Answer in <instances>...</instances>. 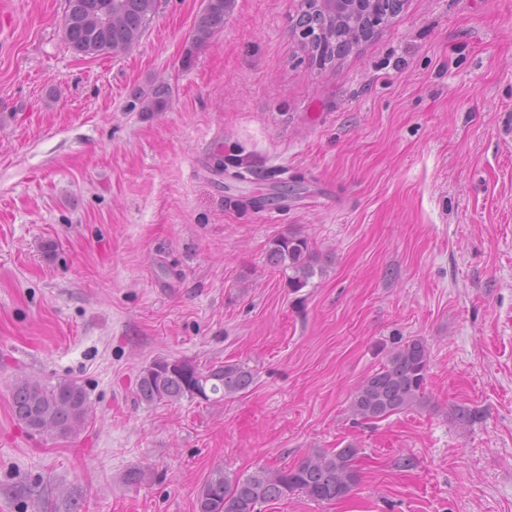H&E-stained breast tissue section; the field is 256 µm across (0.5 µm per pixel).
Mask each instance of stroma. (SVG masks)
I'll list each match as a JSON object with an SVG mask.
<instances>
[{
	"label": "stroma",
	"instance_id": "35a3bbf8",
	"mask_svg": "<svg viewBox=\"0 0 512 512\" xmlns=\"http://www.w3.org/2000/svg\"><path fill=\"white\" fill-rule=\"evenodd\" d=\"M205 5L94 57L66 0H0V512H196L214 468L349 444V495L262 512H512V0H405L325 65L302 0H233L199 42ZM290 233L324 266L298 291L266 260ZM412 339L424 403L354 420ZM158 358L254 382L148 404ZM22 377L82 385L81 429L29 433Z\"/></svg>",
	"mask_w": 512,
	"mask_h": 512
}]
</instances>
